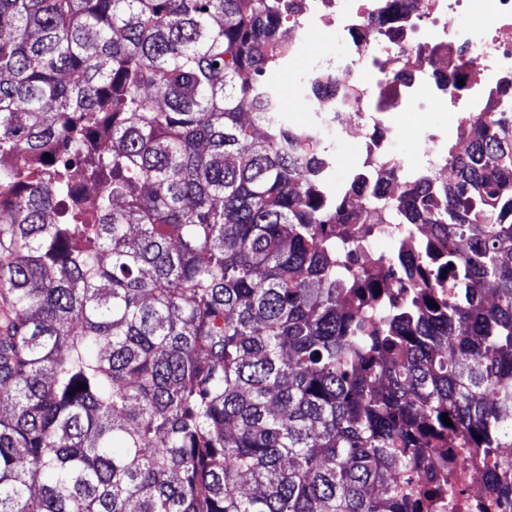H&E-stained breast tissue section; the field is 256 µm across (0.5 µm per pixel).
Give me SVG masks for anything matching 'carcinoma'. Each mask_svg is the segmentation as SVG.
<instances>
[{
    "label": "carcinoma",
    "mask_w": 512,
    "mask_h": 512,
    "mask_svg": "<svg viewBox=\"0 0 512 512\" xmlns=\"http://www.w3.org/2000/svg\"><path fill=\"white\" fill-rule=\"evenodd\" d=\"M296 11L0 0V512H410L436 449L512 448V126L324 197L270 78ZM353 224L443 226L418 291L355 307Z\"/></svg>",
    "instance_id": "1"
}]
</instances>
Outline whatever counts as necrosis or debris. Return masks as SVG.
I'll return each instance as SVG.
<instances>
[{"label": "necrosis or debris", "instance_id": "4bbe7bcc", "mask_svg": "<svg viewBox=\"0 0 512 512\" xmlns=\"http://www.w3.org/2000/svg\"><path fill=\"white\" fill-rule=\"evenodd\" d=\"M290 21V57L304 89L305 125L324 161L322 183L331 189L339 173L338 153L350 139L359 143L365 183L354 201L392 195L397 185L430 178L454 181L448 133L469 117L494 110L512 122V0H299ZM331 31L334 46L307 51V36ZM444 112L447 123L426 120L412 127L398 113ZM433 227L418 224L412 235L402 225L374 224L352 245L350 269L377 265L382 287L397 293L401 282L387 274L383 254L405 268L420 264L422 244ZM461 470L433 465L424 479L432 487L421 499L423 512H484V479L494 461L512 459V448L482 455L458 449ZM455 496H448L449 483Z\"/></svg>", "mask_w": 512, "mask_h": 512}]
</instances>
